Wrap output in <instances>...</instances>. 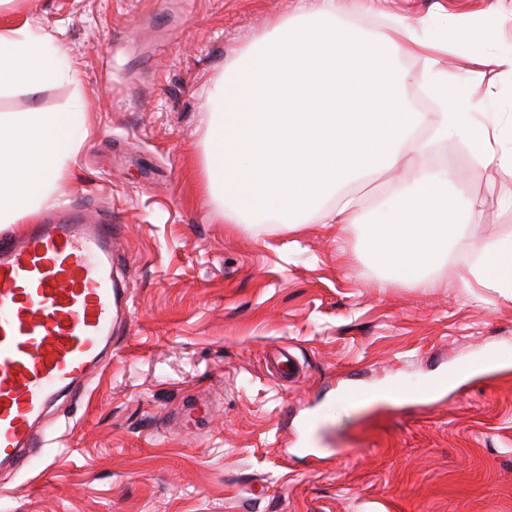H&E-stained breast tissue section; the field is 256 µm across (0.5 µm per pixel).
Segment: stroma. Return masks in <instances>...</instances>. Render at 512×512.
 <instances>
[{
	"label": "stroma",
	"instance_id": "35a3bbf8",
	"mask_svg": "<svg viewBox=\"0 0 512 512\" xmlns=\"http://www.w3.org/2000/svg\"><path fill=\"white\" fill-rule=\"evenodd\" d=\"M497 4L492 55H512V0H373L350 21L444 5L462 24ZM297 0H13L0 28L55 34L76 80L0 92V114L82 106L92 134L46 199L122 231L128 290L112 356L46 418L47 471L0 468V512H512V299L470 281L477 244L512 237V174L465 140L440 144L466 244L440 288L386 281L371 224L287 229L224 221L203 189L206 91ZM442 62L485 122L512 124V74L464 52ZM485 201L471 208L474 198ZM285 348L292 381L271 363ZM497 350L501 368L481 359ZM399 388L350 408L346 395Z\"/></svg>",
	"mask_w": 512,
	"mask_h": 512
}]
</instances>
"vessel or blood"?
<instances>
[{
	"instance_id": "obj_1",
	"label": "vessel or blood",
	"mask_w": 512,
	"mask_h": 512,
	"mask_svg": "<svg viewBox=\"0 0 512 512\" xmlns=\"http://www.w3.org/2000/svg\"><path fill=\"white\" fill-rule=\"evenodd\" d=\"M58 213L0 235V466L17 471L39 458L47 411L107 360L125 314L112 270L120 225Z\"/></svg>"
}]
</instances>
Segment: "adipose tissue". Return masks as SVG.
I'll use <instances>...</instances> for the list:
<instances>
[{
    "label": "adipose tissue",
    "instance_id": "ef3b65f1",
    "mask_svg": "<svg viewBox=\"0 0 512 512\" xmlns=\"http://www.w3.org/2000/svg\"><path fill=\"white\" fill-rule=\"evenodd\" d=\"M343 0H299L294 14L255 37L207 91L205 188L229 224H299L316 215L327 224H353L360 202L349 186L411 163L375 211L367 247L399 261V278L436 287L429 274L449 245L461 242L448 221L442 186L451 172L430 171L426 155L439 142L462 137L472 153L512 170V149L497 133L471 122L493 92L475 99L440 65L448 49L465 48L486 67L512 69V57L488 55L496 14L460 26L453 14L396 16L369 33L345 20ZM423 63L420 76L400 56ZM55 39L21 25L0 30V90L38 91L75 76ZM416 84L431 109L410 107L404 88ZM426 128L430 139L416 138ZM90 131L82 108L37 109L0 117V224L33 222L43 201L72 169ZM469 270L476 280L512 298V240H489Z\"/></svg>",
    "mask_w": 512,
    "mask_h": 512
}]
</instances>
